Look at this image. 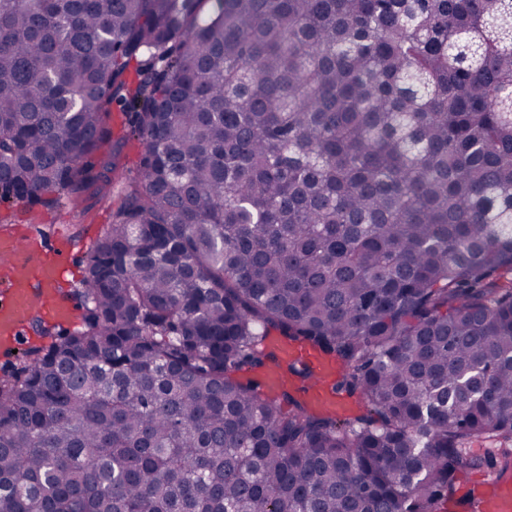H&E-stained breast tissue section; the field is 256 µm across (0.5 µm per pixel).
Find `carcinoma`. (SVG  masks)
<instances>
[{"instance_id":"1","label":"carcinoma","mask_w":512,"mask_h":512,"mask_svg":"<svg viewBox=\"0 0 512 512\" xmlns=\"http://www.w3.org/2000/svg\"><path fill=\"white\" fill-rule=\"evenodd\" d=\"M115 104L139 174L81 329L0 382V512H439L509 477L512 0H0L1 201L105 176ZM282 356L289 362L307 366L312 372L311 397L315 402L329 405L334 398L328 393L327 383L334 376V369L314 350L294 345H283Z\"/></svg>"}]
</instances>
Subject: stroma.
Instances as JSON below:
<instances>
[{
	"mask_svg": "<svg viewBox=\"0 0 512 512\" xmlns=\"http://www.w3.org/2000/svg\"><path fill=\"white\" fill-rule=\"evenodd\" d=\"M111 126L112 139L108 148L118 152L120 162L110 174V185L97 184L77 199L64 198L57 203L33 208L21 200L0 204V232L27 239L31 248L38 252L43 251L47 244L64 243L72 258L57 287L59 295L64 298H74L80 289L88 248L112 222V209L117 204L114 186L138 175L141 146L129 136L124 115L113 113Z\"/></svg>",
	"mask_w": 512,
	"mask_h": 512,
	"instance_id": "35a3bbf8",
	"label": "stroma"
}]
</instances>
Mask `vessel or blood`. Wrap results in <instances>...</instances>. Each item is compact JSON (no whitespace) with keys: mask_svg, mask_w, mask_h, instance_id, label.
Masks as SVG:
<instances>
[{"mask_svg":"<svg viewBox=\"0 0 512 512\" xmlns=\"http://www.w3.org/2000/svg\"><path fill=\"white\" fill-rule=\"evenodd\" d=\"M65 267L61 256L44 259L23 239H0V280L6 287L0 291V349L17 345L34 314L63 321L69 314L54 296V288ZM288 361L307 366L312 373L311 397L315 402L331 404L327 384L333 368L314 350L294 345L281 348ZM486 497L487 512H512V481L492 478Z\"/></svg>","mask_w":512,"mask_h":512,"instance_id":"1","label":"vessel or blood"}]
</instances>
